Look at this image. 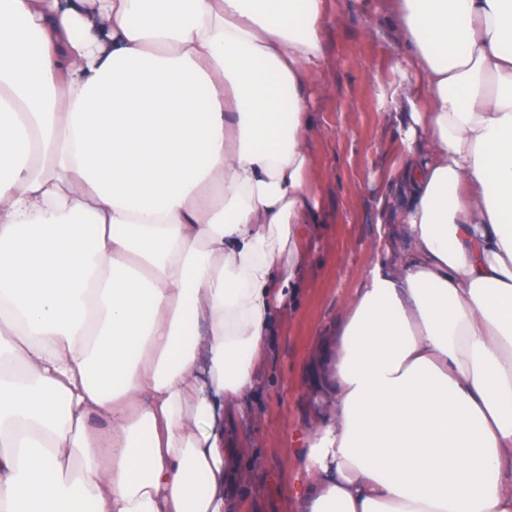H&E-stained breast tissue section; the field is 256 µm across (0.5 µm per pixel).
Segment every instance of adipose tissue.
I'll list each match as a JSON object with an SVG mask.
<instances>
[{"label":"adipose tissue","instance_id":"ef3b65f1","mask_svg":"<svg viewBox=\"0 0 512 512\" xmlns=\"http://www.w3.org/2000/svg\"><path fill=\"white\" fill-rule=\"evenodd\" d=\"M407 250L308 381L298 512H512V0H355ZM328 0H0V512H234L310 187ZM204 88L198 98L196 88Z\"/></svg>","mask_w":512,"mask_h":512}]
</instances>
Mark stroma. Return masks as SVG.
Wrapping results in <instances>:
<instances>
[{
	"instance_id": "35a3bbf8",
	"label": "stroma",
	"mask_w": 512,
	"mask_h": 512,
	"mask_svg": "<svg viewBox=\"0 0 512 512\" xmlns=\"http://www.w3.org/2000/svg\"><path fill=\"white\" fill-rule=\"evenodd\" d=\"M397 53L381 16L331 0L317 125L309 141L311 188L324 220L305 244L299 295L277 315L260 384L249 400L252 418L240 429L245 493L238 512H296L288 497L299 470L296 443L315 415L330 410L316 402L304 369L316 336L333 325L374 258L379 227L372 217L400 147L389 99L416 91Z\"/></svg>"
}]
</instances>
